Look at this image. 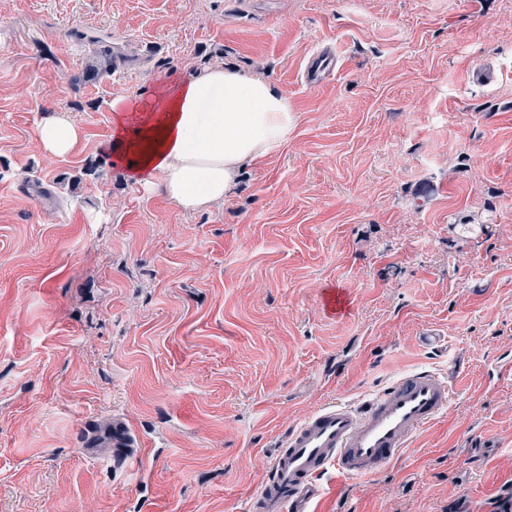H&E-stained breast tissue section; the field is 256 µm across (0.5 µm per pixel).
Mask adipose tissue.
Here are the masks:
<instances>
[{
	"label": "adipose tissue",
	"mask_w": 512,
	"mask_h": 512,
	"mask_svg": "<svg viewBox=\"0 0 512 512\" xmlns=\"http://www.w3.org/2000/svg\"><path fill=\"white\" fill-rule=\"evenodd\" d=\"M112 134L102 151L136 183L162 185L184 210L223 200L244 162L284 147L297 125L287 97L264 78L212 65L184 71L146 98L109 103ZM80 135L70 116L37 129L43 151L61 157Z\"/></svg>",
	"instance_id": "obj_1"
}]
</instances>
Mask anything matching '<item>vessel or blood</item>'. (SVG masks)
Masks as SVG:
<instances>
[{"mask_svg": "<svg viewBox=\"0 0 512 512\" xmlns=\"http://www.w3.org/2000/svg\"><path fill=\"white\" fill-rule=\"evenodd\" d=\"M335 63L332 48L315 53L306 67L307 84L322 86ZM451 398L447 377L415 368L359 403H329L309 412L290 428L248 512H311L321 476L331 470L346 478L380 473L447 413ZM110 445L116 462L136 466L144 457L130 445L125 427H115Z\"/></svg>", "mask_w": 512, "mask_h": 512, "instance_id": "obj_1", "label": "vessel or blood"}]
</instances>
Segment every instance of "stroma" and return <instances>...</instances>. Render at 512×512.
I'll return each mask as SVG.
<instances>
[{"label":"stroma","instance_id":"stroma-1","mask_svg":"<svg viewBox=\"0 0 512 512\" xmlns=\"http://www.w3.org/2000/svg\"><path fill=\"white\" fill-rule=\"evenodd\" d=\"M82 32L127 67L86 81ZM323 43L340 68L312 90ZM214 64L298 124L185 211L101 154L107 104ZM63 114L80 136L52 157L36 129ZM510 363L505 0H0V512H244L305 413L420 366L447 414L373 477L326 473L313 512H489L512 503ZM115 417L166 449L146 476L86 453Z\"/></svg>","mask_w":512,"mask_h":512}]
</instances>
